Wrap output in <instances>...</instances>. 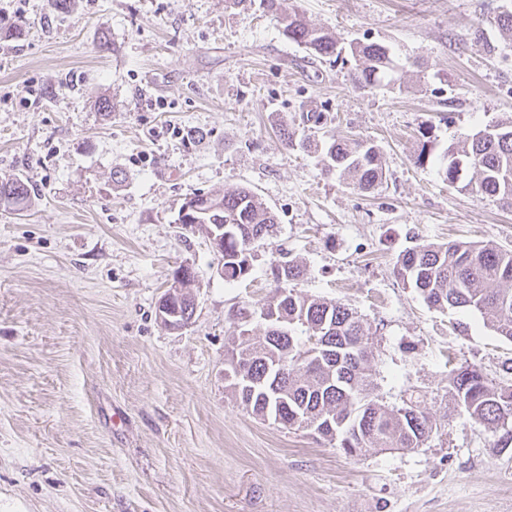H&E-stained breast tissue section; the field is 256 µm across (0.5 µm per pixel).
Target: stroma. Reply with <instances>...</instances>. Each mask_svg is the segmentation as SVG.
I'll list each match as a JSON object with an SVG mask.
<instances>
[{"mask_svg":"<svg viewBox=\"0 0 512 512\" xmlns=\"http://www.w3.org/2000/svg\"><path fill=\"white\" fill-rule=\"evenodd\" d=\"M286 5L341 46L391 47L399 80L354 87L348 64L288 40L261 0H70L63 13L0 0V177L33 188L23 210L0 206V512H512V447L449 393L465 363L512 385V343L394 275L424 243L512 250V207L415 164L422 133L440 155L512 122V38L493 24L512 0ZM310 112L377 146L374 189L284 145L281 125L314 132ZM239 187L277 225L229 283L204 231L177 217L192 194ZM278 249L305 270L297 292L361 317L380 403L434 423L420 447L349 456L225 391L230 314L274 295ZM183 266L195 313L170 330L157 307Z\"/></svg>","mask_w":512,"mask_h":512,"instance_id":"obj_1","label":"stroma"}]
</instances>
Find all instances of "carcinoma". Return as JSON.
Masks as SVG:
<instances>
[{
  "instance_id": "obj_1",
  "label": "carcinoma",
  "mask_w": 512,
  "mask_h": 512,
  "mask_svg": "<svg viewBox=\"0 0 512 512\" xmlns=\"http://www.w3.org/2000/svg\"><path fill=\"white\" fill-rule=\"evenodd\" d=\"M288 39L321 57L340 58L336 36L315 28L284 0H265ZM355 68L349 74L357 88L393 81L394 55L377 43L350 46ZM280 134L290 147L309 150L314 142L300 140L283 123ZM323 171H340L362 190L382 178L379 153L362 138L328 134ZM438 174L448 186L469 194L496 197L512 206V123H497L448 147L435 160ZM31 195L19 177L0 180V205L14 207ZM180 224H223L224 280L239 282L251 273L255 244L274 234L276 217L250 189L224 194L199 193L181 204ZM276 294L259 309L246 304L236 310L237 324L264 312L271 320L263 333L232 337L224 354L225 390L257 418L274 412L301 428L297 418L324 425L322 438L338 442L350 456L372 450H409L419 447L433 431L429 414L415 404L389 408L371 392L372 341L363 321L345 305L296 292L288 283L303 276L289 253L271 261ZM394 273L406 287L416 290L431 308H464L480 312L486 326L512 342V251L492 244L427 243L407 250ZM195 273L179 280L182 289L180 319L190 322L195 311L190 292ZM317 344H310L311 338ZM450 394L456 407L471 421L501 431V442L512 443V385L487 378L475 365L451 370Z\"/></svg>"
}]
</instances>
